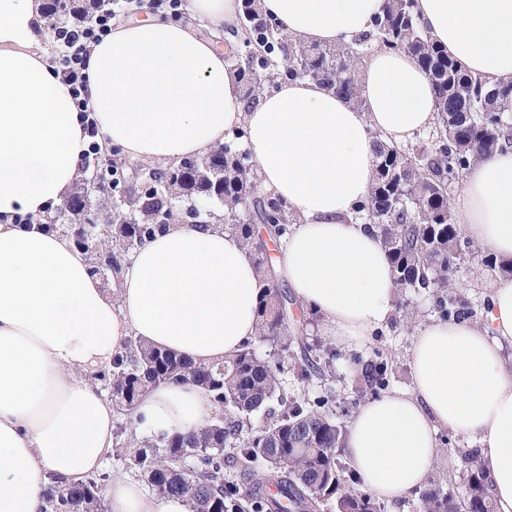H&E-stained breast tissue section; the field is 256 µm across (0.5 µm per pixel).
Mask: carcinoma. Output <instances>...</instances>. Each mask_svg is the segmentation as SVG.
Masks as SVG:
<instances>
[{
	"label": "carcinoma",
	"mask_w": 512,
	"mask_h": 512,
	"mask_svg": "<svg viewBox=\"0 0 512 512\" xmlns=\"http://www.w3.org/2000/svg\"><path fill=\"white\" fill-rule=\"evenodd\" d=\"M50 0L45 9L49 28L77 24L90 16L100 0ZM259 0H242L240 50L244 60L231 68L239 77L244 98L255 103L280 79H309L326 84L363 106L358 68L373 47L406 52L428 74L436 90V123L426 140L390 146L375 141L377 161L369 195L360 207L382 240L395 273L398 290L428 291L444 318L471 319L475 308L456 293L451 274L471 252L472 241L453 223L451 184L471 163L512 144V83L489 86L458 68L447 52L420 25L415 0H388L371 30L351 43L306 45L275 20L260 13ZM234 140L197 159V166L171 181L173 167L141 162V179L128 176L127 163L112 148L109 204H98L96 224L88 237L73 240L87 254L91 272L103 260L112 269L103 281L112 284V270L132 256L147 238L179 220L172 188L189 201L206 197L224 203V231L239 237L251 250L257 269L265 266L264 244L257 225L272 236L288 238L296 220L280 198L260 190L256 164ZM68 209L47 218L45 228L71 235L68 225L86 217L88 190L73 193ZM256 310V338L280 348L294 360L304 380H328L327 361L337 356L328 344L327 358L308 342L307 325L288 313V296L270 276ZM284 364L258 356L253 341L220 364L196 363L157 348L136 336L128 339L108 368L89 378L112 391V404L131 416L144 392L169 382L191 381L227 416L213 419L201 431L140 441L127 428L115 432L116 445L130 469L144 477L159 498L180 497L189 512H321L335 501L339 512H377L363 493L345 488L339 456L346 431L325 407L335 401L332 390L315 400L281 394ZM362 393L375 394L388 385V366L371 360L361 366ZM280 400L282 409L269 406ZM262 412L266 422L255 434L243 436L250 415ZM232 449L227 456L224 450ZM239 467V480L224 479L226 461ZM98 481L90 478L65 486L56 478L45 487L46 512H94ZM273 486L278 497L265 494ZM423 512H457L455 504L436 492L421 496ZM469 512H494L484 466L470 467Z\"/></svg>",
	"instance_id": "1"
}]
</instances>
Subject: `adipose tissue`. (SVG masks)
I'll list each match as a JSON object with an SVG mask.
<instances>
[{"label": "adipose tissue", "mask_w": 512, "mask_h": 512, "mask_svg": "<svg viewBox=\"0 0 512 512\" xmlns=\"http://www.w3.org/2000/svg\"><path fill=\"white\" fill-rule=\"evenodd\" d=\"M240 0H185L188 22L154 16L116 24L85 59L91 112L81 116L51 62L42 0H0V512H40L46 480L103 470L116 410L88 373L111 365L129 336L198 363L236 353L256 331L262 283L250 251L217 224L174 223L145 240L110 292L71 241L39 229L69 196L91 142L139 162L203 157L241 129L264 191L298 218L276 273L320 331L361 349L395 313L394 271L356 208L371 188L374 135L406 144L436 120L435 87L404 52L362 64L363 106L309 79L281 83L246 107L219 40ZM387 0H261L300 41L348 43ZM417 14L458 67L488 84L512 81V0H417ZM93 119L89 137L84 119ZM454 221L474 243L512 258V146L462 177ZM32 216L29 224L16 223ZM481 321H435L412 348L413 387L362 406L344 452L362 486L393 501L421 487L436 434L476 439L497 512H512V278L486 286ZM197 386L150 389L140 431L188 434L211 420ZM108 512H187L119 477Z\"/></svg>", "instance_id": "ef3b65f1"}]
</instances>
